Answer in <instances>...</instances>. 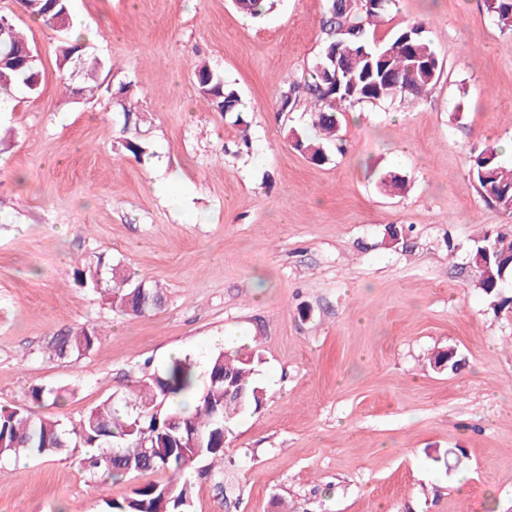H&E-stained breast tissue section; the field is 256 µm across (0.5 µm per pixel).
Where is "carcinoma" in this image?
Returning <instances> with one entry per match:
<instances>
[{"instance_id": "obj_1", "label": "carcinoma", "mask_w": 512, "mask_h": 512, "mask_svg": "<svg viewBox=\"0 0 512 512\" xmlns=\"http://www.w3.org/2000/svg\"><path fill=\"white\" fill-rule=\"evenodd\" d=\"M244 14L258 18L270 8L269 0H234ZM24 10L46 25L53 26L56 11L51 0H20ZM396 0H328L323 20L324 48L336 47L339 72L336 80L320 66H329L326 55L301 82L289 85L281 94L284 111L293 109L298 91H303L310 110L316 114L320 137L312 139L296 130L289 134L292 147L316 163L328 159L327 146L336 143L343 109L364 102H381L395 97H418L437 84L442 63L429 38L427 23L416 21L399 29L385 43L369 37V28L389 14ZM487 15L503 31H512V0H484ZM0 53L20 51L28 46L17 28L4 36ZM106 66L100 59L86 62L85 45L70 39L59 46V67L64 72L79 69L87 94L98 88L97 71ZM205 85L201 93L220 112L240 111L241 99L224 76L206 66L198 69ZM36 63L23 67L9 62L0 65V108L8 110L13 90L30 92ZM469 177L490 204L512 215V167L500 159L499 149L487 145L469 160ZM512 237L500 233L485 235L471 255L478 268V288L495 308L512 302L505 296L503 280L512 279ZM82 287L107 298L112 308L123 314L142 315L158 309L163 294L151 285L135 281L101 256L85 260L73 270ZM100 339L97 326H83L57 336L52 356L79 357L90 352ZM261 362L256 352L222 351L211 355L204 387L197 384L193 361L188 356L173 359L162 374H145L126 386L122 398L108 399L91 408L68 428L59 421L36 417L24 407L0 406V461L19 455H78L88 478L94 482L112 480L125 473L167 471L165 482L148 481L134 487L130 495L107 503L109 512H188L192 485L180 480L196 460H224V436L241 415L258 411L265 391L255 384L252 374ZM232 379L243 397L224 394L226 380ZM34 404L58 403V391L34 386L29 391Z\"/></svg>"}]
</instances>
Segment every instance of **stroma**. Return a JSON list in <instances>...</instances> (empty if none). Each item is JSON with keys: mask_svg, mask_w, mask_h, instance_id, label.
<instances>
[{"mask_svg": "<svg viewBox=\"0 0 512 512\" xmlns=\"http://www.w3.org/2000/svg\"><path fill=\"white\" fill-rule=\"evenodd\" d=\"M326 11L71 0L109 64L86 100L63 87L65 33L0 0L40 72L0 114V405L55 387L44 413L69 426L170 351L202 378L217 349L253 348L266 399L231 425L223 466L192 465L190 512H512V305L493 309L470 266L512 218L468 176L471 151L512 140V32L483 0H398L372 39L428 21L442 75L427 96L356 105L317 164L289 142L311 129L305 102L279 98L319 61ZM199 64L241 115L203 99ZM389 172L404 194L379 192ZM98 255L159 285L163 306L123 315L80 287L74 267ZM91 324V352L52 357ZM447 349L455 367H430ZM6 468L0 512H107L143 481L94 483L64 455Z\"/></svg>", "mask_w": 512, "mask_h": 512, "instance_id": "35a3bbf8", "label": "stroma"}]
</instances>
